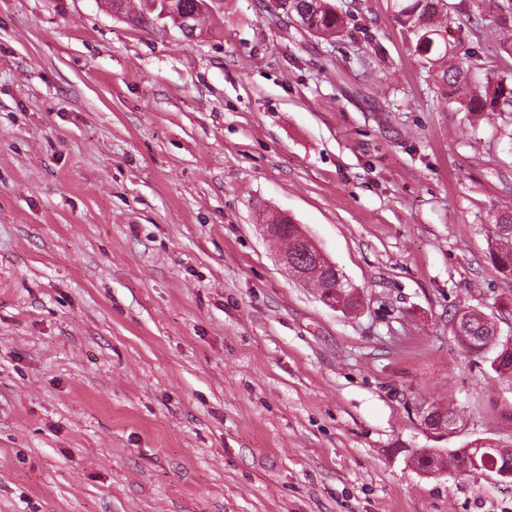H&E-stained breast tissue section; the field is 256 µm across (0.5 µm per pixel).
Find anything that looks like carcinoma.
<instances>
[{
    "mask_svg": "<svg viewBox=\"0 0 512 512\" xmlns=\"http://www.w3.org/2000/svg\"><path fill=\"white\" fill-rule=\"evenodd\" d=\"M393 6L392 17L406 29L415 42V52L422 59L438 89L440 98L455 105L458 112H487L499 115L512 112V67L488 71L481 81L472 76L469 51L458 54L448 40V26L462 28L478 17L485 22L494 49L512 56V0H389ZM288 13L300 19L304 31L325 40L343 35L348 20L355 12H337L331 0H285ZM173 12L180 17L185 13L196 14L195 25H200L211 10L209 0H172ZM497 243L492 253V264L503 276H512V208L494 216ZM458 326L476 344L485 343L494 326L485 314L466 310ZM498 373L512 375V345L503 342L496 346V356L491 364Z\"/></svg>",
    "mask_w": 512,
    "mask_h": 512,
    "instance_id": "carcinoma-1",
    "label": "carcinoma"
}]
</instances>
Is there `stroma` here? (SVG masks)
I'll list each match as a JSON object with an SVG mask.
<instances>
[{
  "label": "stroma",
  "instance_id": "35a3bbf8",
  "mask_svg": "<svg viewBox=\"0 0 512 512\" xmlns=\"http://www.w3.org/2000/svg\"><path fill=\"white\" fill-rule=\"evenodd\" d=\"M360 2L327 44L258 0L192 40L0 0V512H512V482L410 463L512 445V377L452 328L512 331V112L438 103L387 0ZM264 210L358 310L288 275ZM497 243L492 253V264L503 276H512V208H505L494 216ZM510 245V248L508 247ZM350 287V280L346 277V275L337 274L335 278V287L330 291H324L320 294V299L322 302L334 310H344L340 303L336 302V295L339 294V291L342 288H347L345 292L344 301L350 304V307H359L360 305V296L358 293L354 292ZM493 320V318H490L481 312L467 309L462 313L457 324L465 331L466 336H458L457 332H454V337L457 343H459L462 348L466 349L468 353H473L474 351L482 352L492 347V342L496 341L494 339L486 345L482 346L481 344H484L489 337L492 336L491 331L494 326ZM468 336H470L474 343ZM417 413L424 428L430 431L444 432L447 434L456 429L459 419V417L449 418L456 413L453 408L449 406L447 408L443 407V411L438 414L439 419H446L448 420L447 422L441 421L438 423L435 420V414L432 413L431 408L427 407L426 404H420L417 408Z\"/></svg>",
  "mask_w": 512,
  "mask_h": 512
}]
</instances>
